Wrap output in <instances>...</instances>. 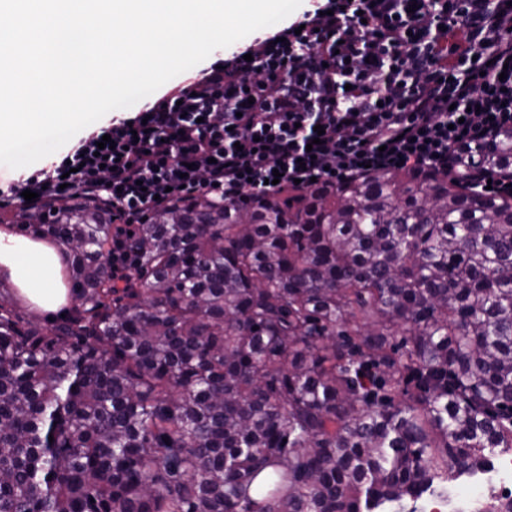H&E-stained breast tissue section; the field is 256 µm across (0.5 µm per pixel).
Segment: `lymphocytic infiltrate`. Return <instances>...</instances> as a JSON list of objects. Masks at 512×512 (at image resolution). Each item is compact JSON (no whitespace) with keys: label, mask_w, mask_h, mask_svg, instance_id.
<instances>
[{"label":"lymphocytic infiltrate","mask_w":512,"mask_h":512,"mask_svg":"<svg viewBox=\"0 0 512 512\" xmlns=\"http://www.w3.org/2000/svg\"><path fill=\"white\" fill-rule=\"evenodd\" d=\"M323 133H316V126ZM512 129V0H315L130 118L0 192V209L83 192L138 224L173 201L223 202L368 173L448 175ZM114 148L98 149L103 135Z\"/></svg>","instance_id":"obj_1"}]
</instances>
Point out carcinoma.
I'll use <instances>...</instances> for the list:
<instances>
[{
    "mask_svg": "<svg viewBox=\"0 0 512 512\" xmlns=\"http://www.w3.org/2000/svg\"><path fill=\"white\" fill-rule=\"evenodd\" d=\"M389 171L118 230L75 194L9 222L68 257L48 325L0 279V512H405L512 450V130ZM124 243L122 256L112 254ZM491 179V190H487V181ZM465 188L476 193H495L512 196V175L488 177L483 173L474 174L466 183Z\"/></svg>",
    "mask_w": 512,
    "mask_h": 512,
    "instance_id": "carcinoma-1",
    "label": "carcinoma"
}]
</instances>
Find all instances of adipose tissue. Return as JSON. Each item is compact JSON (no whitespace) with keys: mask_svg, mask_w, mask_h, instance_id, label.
I'll return each instance as SVG.
<instances>
[{"mask_svg":"<svg viewBox=\"0 0 512 512\" xmlns=\"http://www.w3.org/2000/svg\"><path fill=\"white\" fill-rule=\"evenodd\" d=\"M0 276L8 278L34 309L51 313L69 304L64 256L48 240L1 227Z\"/></svg>","mask_w":512,"mask_h":512,"instance_id":"1","label":"adipose tissue"}]
</instances>
